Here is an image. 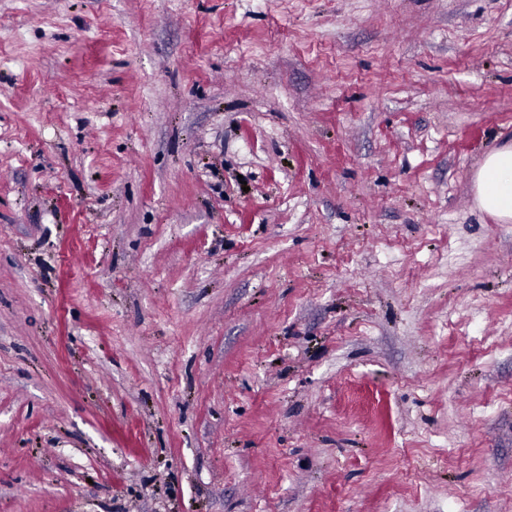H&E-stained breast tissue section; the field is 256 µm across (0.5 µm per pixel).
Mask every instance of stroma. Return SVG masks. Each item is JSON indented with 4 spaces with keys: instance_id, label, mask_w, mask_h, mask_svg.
Segmentation results:
<instances>
[{
    "instance_id": "35a3bbf8",
    "label": "stroma",
    "mask_w": 512,
    "mask_h": 512,
    "mask_svg": "<svg viewBox=\"0 0 512 512\" xmlns=\"http://www.w3.org/2000/svg\"><path fill=\"white\" fill-rule=\"evenodd\" d=\"M512 0H0V512H512ZM475 191L481 209L502 224L512 222V144L486 155L477 171Z\"/></svg>"
}]
</instances>
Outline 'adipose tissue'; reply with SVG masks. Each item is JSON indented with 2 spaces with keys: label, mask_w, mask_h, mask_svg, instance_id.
Returning a JSON list of instances; mask_svg holds the SVG:
<instances>
[{
  "label": "adipose tissue",
  "mask_w": 512,
  "mask_h": 512,
  "mask_svg": "<svg viewBox=\"0 0 512 512\" xmlns=\"http://www.w3.org/2000/svg\"><path fill=\"white\" fill-rule=\"evenodd\" d=\"M475 191L481 209L501 223L512 222V144L486 155L477 171Z\"/></svg>",
  "instance_id": "adipose-tissue-1"
}]
</instances>
